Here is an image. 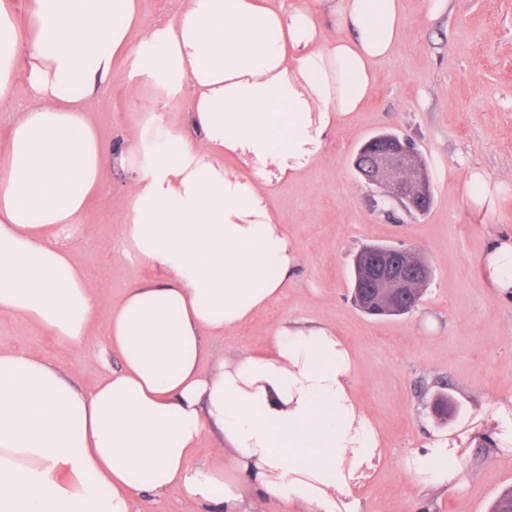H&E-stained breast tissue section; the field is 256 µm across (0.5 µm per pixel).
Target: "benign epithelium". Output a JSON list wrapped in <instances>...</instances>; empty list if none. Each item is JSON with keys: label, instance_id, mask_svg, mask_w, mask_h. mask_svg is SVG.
I'll return each mask as SVG.
<instances>
[{"label": "benign epithelium", "instance_id": "7a95c632", "mask_svg": "<svg viewBox=\"0 0 512 512\" xmlns=\"http://www.w3.org/2000/svg\"><path fill=\"white\" fill-rule=\"evenodd\" d=\"M356 165L367 184L386 190L388 198L407 213H421L431 201L426 169L406 139H370L361 147ZM431 275V268L424 264L400 263L392 250H371L353 301L361 311L376 316L413 310Z\"/></svg>", "mask_w": 512, "mask_h": 512}]
</instances>
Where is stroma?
<instances>
[{
  "instance_id": "1",
  "label": "stroma",
  "mask_w": 512,
  "mask_h": 512,
  "mask_svg": "<svg viewBox=\"0 0 512 512\" xmlns=\"http://www.w3.org/2000/svg\"><path fill=\"white\" fill-rule=\"evenodd\" d=\"M404 3L405 38L377 65L365 106L316 165L281 184L270 200L299 253L294 282L208 346L215 359L263 352L283 320L328 324L352 354L353 392L383 442L376 466L354 488L362 512H489L498 493L512 487V447H502L494 418L512 401V302L483 285L477 260L492 237L512 233V0H448L434 18L424 0ZM93 118L112 142L122 128L144 122L145 112L128 97L123 67H116ZM382 131L411 140L426 164L433 199L426 214L403 212L357 176L354 152ZM475 167L508 186L486 216L461 191ZM130 187L126 174L107 169L105 189L84 216L91 241L70 239L107 307L131 281L155 276L137 259L114 257L124 220L118 201ZM371 245L411 249L431 266L413 312L373 318L353 304L352 264ZM105 334L101 317L80 343L63 345L22 316L0 314V349L49 358L87 388L120 366L104 351ZM441 390L458 407L445 422L430 409ZM439 435L456 447L442 486L408 466Z\"/></svg>"
}]
</instances>
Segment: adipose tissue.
Instances as JSON below:
<instances>
[{
	"label": "adipose tissue",
	"instance_id": "adipose-tissue-1",
	"mask_svg": "<svg viewBox=\"0 0 512 512\" xmlns=\"http://www.w3.org/2000/svg\"><path fill=\"white\" fill-rule=\"evenodd\" d=\"M330 16L339 31L325 34ZM405 36L403 0H176L141 20V0H0V313L58 342L83 340L102 303L64 243L86 231L107 167L133 178L117 255L153 268L108 314L122 359L93 389L52 362L0 349V512H133L177 490L201 512H357L353 487L381 441L350 389L353 360L329 327L279 325L272 352L211 360L208 341L275 301L297 250L268 198L323 156L368 100L375 66ZM144 89L190 93L185 129L158 116L121 148L91 112L117 60ZM24 73L27 100L14 93ZM237 159V168L222 158ZM480 277L512 302V236ZM215 437L214 466L193 450ZM256 494L243 502L224 457Z\"/></svg>",
	"mask_w": 512,
	"mask_h": 512
}]
</instances>
